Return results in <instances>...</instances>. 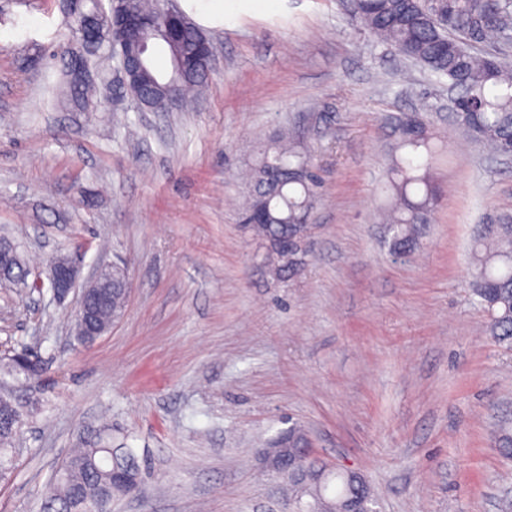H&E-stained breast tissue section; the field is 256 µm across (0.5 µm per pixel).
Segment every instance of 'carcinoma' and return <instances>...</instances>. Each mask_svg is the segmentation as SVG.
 Instances as JSON below:
<instances>
[{
	"label": "carcinoma",
	"instance_id": "carcinoma-1",
	"mask_svg": "<svg viewBox=\"0 0 512 512\" xmlns=\"http://www.w3.org/2000/svg\"><path fill=\"white\" fill-rule=\"evenodd\" d=\"M124 9L152 20L143 36L162 46L169 55L190 53L197 30L187 24L179 38L170 36L171 23L158 17V0H116ZM356 16L377 38L401 56L420 63L458 85L460 111L453 122L470 140L495 154L512 150V63L495 55L479 54L471 44L492 37L512 42V0H353ZM208 76L184 73L178 90L181 99L200 93ZM168 78L159 75L152 59L139 71V90L157 111L170 108ZM96 84L67 83L68 103L81 111L93 103ZM398 148L403 150L388 171L387 189L394 198L389 218L394 251L411 252L417 244L418 226L430 223L437 200L431 171L441 147L423 120L408 124L398 120ZM319 178L312 151L292 140L266 146L251 174V192L242 215V229L251 239L269 245L275 259L281 244L312 229L309 221L317 197ZM470 288L484 307L487 331L500 348L512 350V213L484 218L471 239ZM129 283L125 266L112 265V306L125 309L120 288ZM20 419L0 424V478L13 468L10 444ZM138 471L132 448H77L56 475V491L44 499L41 512H85L86 502L102 492L112 464ZM355 490L371 497L368 486L351 481L340 472L330 473L323 490L312 495L314 512L340 507Z\"/></svg>",
	"mask_w": 512,
	"mask_h": 512
}]
</instances>
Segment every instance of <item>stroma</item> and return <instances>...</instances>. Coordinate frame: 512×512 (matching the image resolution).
Wrapping results in <instances>:
<instances>
[{"label":"stroma","mask_w":512,"mask_h":512,"mask_svg":"<svg viewBox=\"0 0 512 512\" xmlns=\"http://www.w3.org/2000/svg\"><path fill=\"white\" fill-rule=\"evenodd\" d=\"M207 94L172 112L98 95L61 104L78 49L58 0H0V236L42 290L0 285V396L20 409L0 512H39L70 449L135 450L144 482L112 512H285L258 452L290 426L358 471L381 512H504L512 353L469 288L484 214L512 211V159L453 124L448 80L377 44L351 0H226L203 27ZM422 114L445 144L438 202L408 255L389 248L394 124ZM290 134L320 178L307 263L276 279L241 229L258 148ZM81 278L124 262L123 317L93 343L56 256ZM37 350L40 373H7ZM79 273L80 266L77 259L69 255L60 256L53 262L49 280L54 295L59 300L65 299L72 290L76 289Z\"/></svg>","instance_id":"35a3bbf8"}]
</instances>
